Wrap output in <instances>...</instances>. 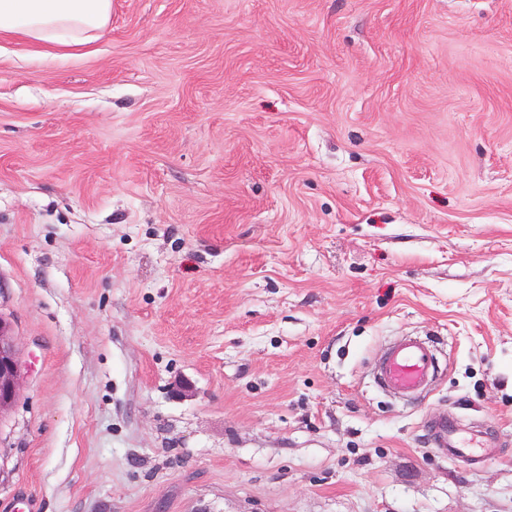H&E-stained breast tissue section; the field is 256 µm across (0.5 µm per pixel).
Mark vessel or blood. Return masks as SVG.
Segmentation results:
<instances>
[{
	"label": "vessel or blood",
	"mask_w": 512,
	"mask_h": 512,
	"mask_svg": "<svg viewBox=\"0 0 512 512\" xmlns=\"http://www.w3.org/2000/svg\"><path fill=\"white\" fill-rule=\"evenodd\" d=\"M437 346V341L429 336L406 337L393 343L379 360L378 386L410 399L428 392L441 368ZM431 428L437 446L455 460H476L488 454L493 446L487 432L464 429L451 416L435 420Z\"/></svg>",
	"instance_id": "obj_1"
}]
</instances>
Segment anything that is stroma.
I'll use <instances>...</instances> for the list:
<instances>
[{
	"instance_id": "35a3bbf8",
	"label": "stroma",
	"mask_w": 512,
	"mask_h": 512,
	"mask_svg": "<svg viewBox=\"0 0 512 512\" xmlns=\"http://www.w3.org/2000/svg\"><path fill=\"white\" fill-rule=\"evenodd\" d=\"M0 40V512H512V0H112ZM440 339L420 403L385 344ZM492 434L476 461L429 420ZM111 14L112 0H0V39L44 54L79 51L107 34ZM19 387L15 338L10 325L0 317V416L13 405Z\"/></svg>"
}]
</instances>
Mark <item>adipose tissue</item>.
Returning a JSON list of instances; mask_svg holds the SVG:
<instances>
[{
  "label": "adipose tissue",
  "mask_w": 512,
  "mask_h": 512,
  "mask_svg": "<svg viewBox=\"0 0 512 512\" xmlns=\"http://www.w3.org/2000/svg\"><path fill=\"white\" fill-rule=\"evenodd\" d=\"M112 0H0V39L38 52L79 51L104 37Z\"/></svg>",
  "instance_id": "adipose-tissue-1"
}]
</instances>
